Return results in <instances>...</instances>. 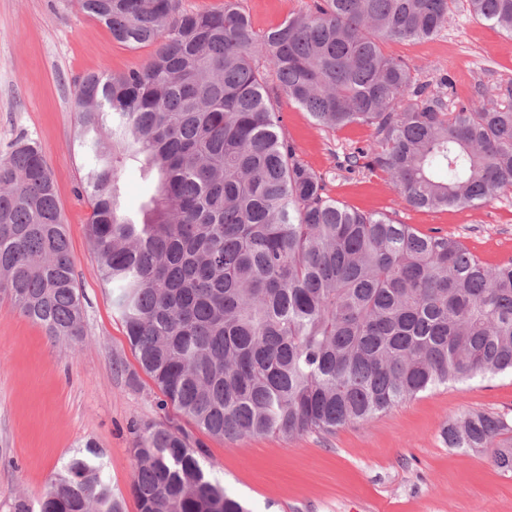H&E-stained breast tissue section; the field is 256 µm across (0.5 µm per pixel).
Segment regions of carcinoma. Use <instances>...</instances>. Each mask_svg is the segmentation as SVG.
Segmentation results:
<instances>
[{"label": "carcinoma", "instance_id": "cac0c4a2", "mask_svg": "<svg viewBox=\"0 0 512 512\" xmlns=\"http://www.w3.org/2000/svg\"><path fill=\"white\" fill-rule=\"evenodd\" d=\"M455 0H312L258 35L236 0H80L112 37L156 50L143 66L89 74L76 101L90 147L81 189L96 276L143 372L201 432L237 440L331 434L442 385L512 373V259L488 266L460 241L326 192L278 132L280 96L374 141L345 170H380L418 209L478 207L512 193L508 105L448 111L387 41L431 37ZM512 35V0H468ZM276 83L268 82V75ZM145 184L126 208L128 170ZM0 292L54 338L83 335V307L54 179L39 144L0 159ZM512 425L473 412L448 424L453 448H496L512 471ZM170 419L139 434V512H246L203 472ZM123 512L101 452L74 455L32 507Z\"/></svg>", "mask_w": 512, "mask_h": 512}]
</instances>
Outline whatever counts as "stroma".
Returning a JSON list of instances; mask_svg holds the SVG:
<instances>
[{"instance_id": "35a3bbf8", "label": "stroma", "mask_w": 512, "mask_h": 512, "mask_svg": "<svg viewBox=\"0 0 512 512\" xmlns=\"http://www.w3.org/2000/svg\"><path fill=\"white\" fill-rule=\"evenodd\" d=\"M307 0H239L264 32L303 10ZM154 45L130 46L86 15L78 0H0V157L22 135L38 142L56 186L82 294L84 334L57 340L0 297V512L16 497L37 500L51 473L86 442L103 454L104 474L138 512L130 492L132 448L145 426L163 421L160 393L140 368L113 305L95 275L88 239L91 208L77 189L85 173L74 110L75 83L109 69L144 65ZM418 80L449 78V106L484 97L512 82V37L455 0L446 28L430 39L389 41ZM283 135L304 164L325 175L330 196L350 208L383 212L419 231L460 240L486 264L512 257V195L486 205L428 211L406 205L383 172L349 173L346 152L373 139L353 124L316 126L309 113L280 98ZM466 412L512 418V375L440 386L369 421L330 435H276L234 442L190 428L203 446L206 474L248 512H512V472L489 448H451L448 422Z\"/></svg>"}]
</instances>
